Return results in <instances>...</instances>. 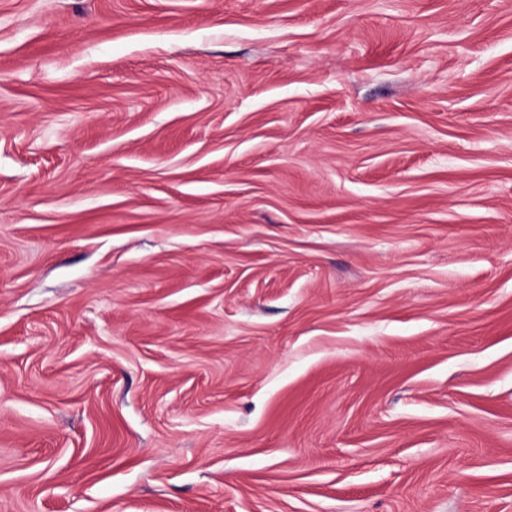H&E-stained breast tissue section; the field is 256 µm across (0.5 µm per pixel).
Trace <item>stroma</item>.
Instances as JSON below:
<instances>
[{
	"label": "stroma",
	"instance_id": "obj_1",
	"mask_svg": "<svg viewBox=\"0 0 512 512\" xmlns=\"http://www.w3.org/2000/svg\"><path fill=\"white\" fill-rule=\"evenodd\" d=\"M0 512H512V0H0Z\"/></svg>",
	"mask_w": 512,
	"mask_h": 512
}]
</instances>
